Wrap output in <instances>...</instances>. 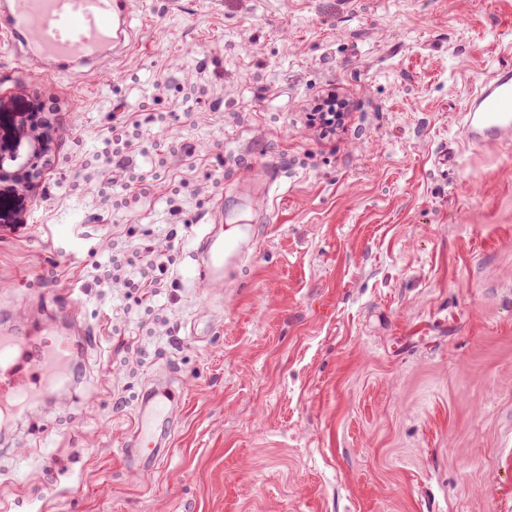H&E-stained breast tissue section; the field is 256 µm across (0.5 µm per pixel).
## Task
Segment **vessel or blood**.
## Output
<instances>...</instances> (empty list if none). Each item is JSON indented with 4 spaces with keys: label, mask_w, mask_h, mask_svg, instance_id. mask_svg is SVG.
I'll return each mask as SVG.
<instances>
[{
    "label": "vessel or blood",
    "mask_w": 512,
    "mask_h": 512,
    "mask_svg": "<svg viewBox=\"0 0 512 512\" xmlns=\"http://www.w3.org/2000/svg\"><path fill=\"white\" fill-rule=\"evenodd\" d=\"M0 29L27 61L67 65L97 58L109 45L120 46L131 32L124 0H0ZM466 132L476 143L512 138V65L502 64L483 81L466 108ZM198 280L223 285L227 269L239 263L238 244L223 239L217 225H206L199 241ZM70 345L46 347L33 336H0V416L50 400L68 366ZM167 389L150 390L135 423L131 452L144 465L163 457L157 424L172 409Z\"/></svg>",
    "instance_id": "b4317fda"
}]
</instances>
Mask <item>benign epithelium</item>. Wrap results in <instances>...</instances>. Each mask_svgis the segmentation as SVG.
<instances>
[{
	"instance_id": "7a95c632",
	"label": "benign epithelium",
	"mask_w": 512,
	"mask_h": 512,
	"mask_svg": "<svg viewBox=\"0 0 512 512\" xmlns=\"http://www.w3.org/2000/svg\"><path fill=\"white\" fill-rule=\"evenodd\" d=\"M25 127V137L17 139L8 152L0 151V183L10 181L29 192L39 177V163L49 151L50 138L42 112L26 113Z\"/></svg>"
}]
</instances>
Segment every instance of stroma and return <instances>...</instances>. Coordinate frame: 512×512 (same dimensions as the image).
Here are the masks:
<instances>
[{
  "label": "stroma",
  "mask_w": 512,
  "mask_h": 512,
  "mask_svg": "<svg viewBox=\"0 0 512 512\" xmlns=\"http://www.w3.org/2000/svg\"><path fill=\"white\" fill-rule=\"evenodd\" d=\"M132 9L89 69L0 34V146L35 108L51 139L36 192L0 189V327L91 333L65 396L6 420L0 512H512V141L461 123L512 62V0ZM219 206L254 235L204 288ZM156 386L182 402L139 470ZM346 106V102L336 93L327 92L326 97L314 106L313 112L307 115L308 124L313 127L317 125L323 138L335 136L343 124ZM167 388H153L141 406L135 423L133 440L126 448L129 456L137 455L141 458L143 466L154 467L162 458L163 452L158 443L157 424L160 419L170 418L173 409L170 407L173 400Z\"/></svg>",
  "instance_id": "35a3bbf8"
}]
</instances>
